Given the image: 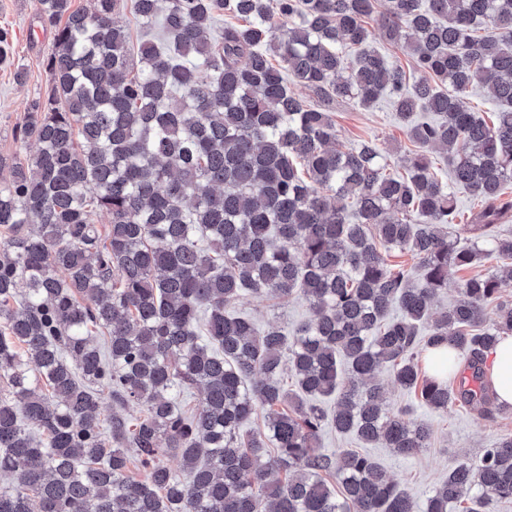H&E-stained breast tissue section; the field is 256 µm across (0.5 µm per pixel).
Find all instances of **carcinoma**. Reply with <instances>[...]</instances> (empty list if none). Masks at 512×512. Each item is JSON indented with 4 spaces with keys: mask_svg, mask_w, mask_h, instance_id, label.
I'll list each match as a JSON object with an SVG mask.
<instances>
[{
    "mask_svg": "<svg viewBox=\"0 0 512 512\" xmlns=\"http://www.w3.org/2000/svg\"><path fill=\"white\" fill-rule=\"evenodd\" d=\"M37 0L48 87L15 139L35 151L0 183V512H491L512 501V432L448 472L418 510L370 455L320 448L323 427L412 456L429 427L394 406L498 404L484 364L512 334V0ZM170 39L132 52L123 7ZM229 17L221 31L220 16ZM318 100L386 95L408 138L447 156L480 199L471 243L424 154L393 174L374 141L337 144ZM475 88L497 110L464 105ZM104 213L108 223L96 222ZM507 264L449 277L485 252ZM407 252L416 266L389 263ZM250 292L303 300L288 334L235 311ZM466 354L426 374L417 348ZM116 408L104 418L99 392ZM199 392L184 410L174 396ZM336 396L327 410L322 399ZM142 414L130 420L123 408ZM263 415L264 428L244 432ZM133 451L143 475H128ZM180 462L174 473L164 462ZM334 475L341 490L328 484ZM377 19L378 13L374 14L371 18L365 19L366 26L372 32L374 46L377 47L390 62L401 65L407 72H409L411 69V62L407 53L400 45L391 43L386 39L383 31L379 28ZM503 263L502 259L493 256L482 255L480 259L475 261L473 265L467 269L456 273L448 280V288L443 290L439 299L438 306L446 307L459 298V282L462 279L468 278L476 274H485L493 271L497 265Z\"/></svg>",
    "mask_w": 512,
    "mask_h": 512,
    "instance_id": "1",
    "label": "carcinoma"
}]
</instances>
